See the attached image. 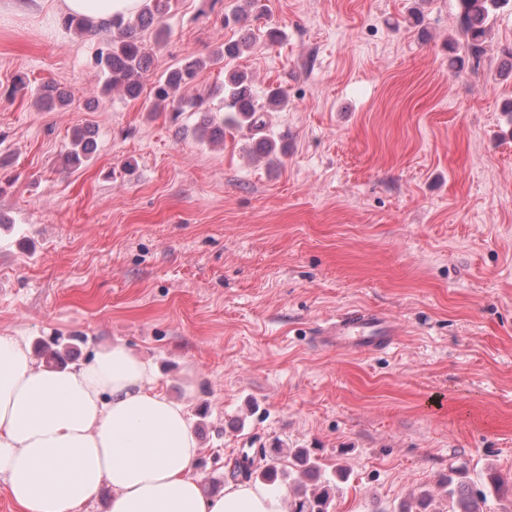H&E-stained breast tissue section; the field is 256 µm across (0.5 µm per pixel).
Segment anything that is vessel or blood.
I'll use <instances>...</instances> for the list:
<instances>
[{
    "label": "vessel or blood",
    "mask_w": 512,
    "mask_h": 512,
    "mask_svg": "<svg viewBox=\"0 0 512 512\" xmlns=\"http://www.w3.org/2000/svg\"><path fill=\"white\" fill-rule=\"evenodd\" d=\"M326 346L341 351L368 353L390 348L397 330L383 314L352 307L320 331Z\"/></svg>",
    "instance_id": "b4317fda"
}]
</instances>
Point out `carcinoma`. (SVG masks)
Returning a JSON list of instances; mask_svg holds the SVG:
<instances>
[{"instance_id":"obj_1","label":"carcinoma","mask_w":512,"mask_h":512,"mask_svg":"<svg viewBox=\"0 0 512 512\" xmlns=\"http://www.w3.org/2000/svg\"><path fill=\"white\" fill-rule=\"evenodd\" d=\"M169 0H154V5L133 17H114L106 22L95 24L87 18L67 15L63 17L65 28L80 36H96L101 32L109 34L105 47L98 51V63L102 66L105 80L99 94L108 95L118 92L126 98L136 99L140 96L147 72L150 68V53L143 42L141 32L153 28L157 37L167 35L163 22ZM512 3V0H457L460 42L452 47L455 56L452 63L461 67L466 61L479 63L486 54V41L494 13ZM262 11L261 0H246V8L233 13L235 23L247 22L249 17L258 16ZM254 45V37L246 36L239 41L226 42L214 50L211 57L201 60L192 56L184 58L177 66L162 74L154 81L153 95L156 105L171 108L175 115L193 111L203 113L202 123L195 129L201 140L217 142L224 139V131L247 130L260 132L265 129L266 115L277 112L288 105V95L281 87H270L266 92L265 102L257 104L251 80L243 71L224 73V97L222 106L214 111L209 106L211 94H197L186 97L180 91L189 86L199 70L206 66H223L224 60L235 58ZM37 100L46 107L66 106L70 98L65 92H54L50 86L38 89ZM95 143L88 128L73 130L69 148L64 155L69 167L77 168L93 153ZM281 449L262 448L260 455L269 464L258 473V477L269 485L276 486L285 481L286 475L272 464ZM254 459L244 454L235 461L231 475L249 479L255 474ZM333 487L330 480L321 481L320 485L309 490L297 484L293 497L288 502V512H329L332 502ZM448 498L453 503L452 512H480L478 499L465 483L448 482Z\"/></svg>"}]
</instances>
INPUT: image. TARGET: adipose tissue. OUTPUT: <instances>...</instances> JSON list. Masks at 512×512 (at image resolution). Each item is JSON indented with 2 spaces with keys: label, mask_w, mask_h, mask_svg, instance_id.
Returning <instances> with one entry per match:
<instances>
[{
  "label": "adipose tissue",
  "mask_w": 512,
  "mask_h": 512,
  "mask_svg": "<svg viewBox=\"0 0 512 512\" xmlns=\"http://www.w3.org/2000/svg\"><path fill=\"white\" fill-rule=\"evenodd\" d=\"M146 0H13L101 22ZM186 401L117 342L77 367L37 364L22 337L0 335V483L22 512H81L111 489L108 512H286L260 483L207 494Z\"/></svg>",
  "instance_id": "ef3b65f1"
}]
</instances>
